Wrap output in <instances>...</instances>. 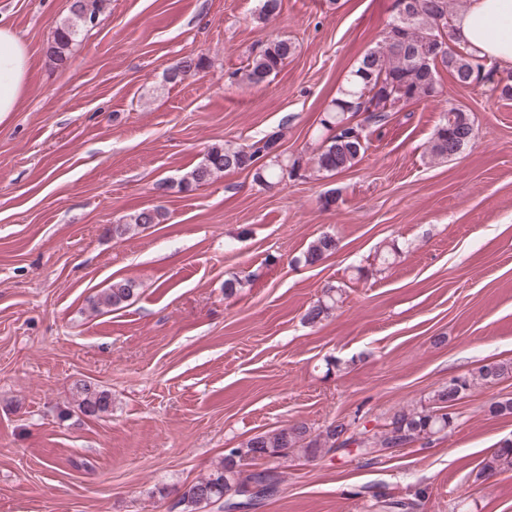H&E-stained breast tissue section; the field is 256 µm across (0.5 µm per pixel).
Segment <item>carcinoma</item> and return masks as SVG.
Listing matches in <instances>:
<instances>
[{
  "instance_id": "1",
  "label": "carcinoma",
  "mask_w": 512,
  "mask_h": 512,
  "mask_svg": "<svg viewBox=\"0 0 512 512\" xmlns=\"http://www.w3.org/2000/svg\"><path fill=\"white\" fill-rule=\"evenodd\" d=\"M101 0H70L69 16L55 23L49 50L60 62L68 59L70 48L79 33L92 27L99 17ZM453 0H411V10L391 18L383 37L360 59L350 72L346 85L331 101L323 127H331L332 134L324 139L311 158L312 170L321 175H335L358 164L368 149L370 129L382 128L391 112L434 98L439 93L441 73L446 72L461 87H469L476 78L512 100V81L502 86L496 76L502 73L487 60L466 50L453 51L441 60L426 56L423 46L434 38L448 35V20L452 16ZM294 43L272 38L247 59L237 72L238 80L248 86L270 82L286 60L295 52ZM205 67L201 56L182 57L167 72V81L178 83ZM475 138L474 123L469 113L453 107L443 113L441 122L429 143L428 154L433 159H451ZM278 136L259 138L244 147L215 145L202 160L177 183L179 190L191 191L208 183L222 172L245 171L254 167L263 157L270 163L256 169V181L271 187L292 177L296 166L285 169L274 155ZM160 208H143L125 216V223L112 225V236L121 239L133 228L143 230L164 220ZM336 239L325 234L313 241L303 254L304 262L313 265L325 255L335 252ZM135 284L120 281L91 300L92 309L120 307L134 295ZM342 293L330 287L323 292L304 314L309 324H317L335 311ZM512 375V363L492 362L482 365L471 377L451 380L434 391L429 406L402 409L396 412L383 430L373 434L367 428L349 429L343 423H332L316 433L304 423H294L270 432L259 433L237 448L227 449L222 464L206 476L182 486L177 491L174 507L180 512H199L210 504L231 506L241 499L240 490L252 482L268 481L281 484L283 472L276 466L293 453L309 459L335 451L343 446L340 436L354 432L362 455L382 453L388 448H406L426 441L448 429L454 423V414L448 408L457 404L475 380L489 382ZM80 396L78 408L91 417H100L112 411V395L85 382L75 385ZM512 469V439H504L490 457L482 462L481 472Z\"/></svg>"
}]
</instances>
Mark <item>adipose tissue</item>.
Returning a JSON list of instances; mask_svg holds the SVG:
<instances>
[{"label": "adipose tissue", "instance_id": "ef3b65f1", "mask_svg": "<svg viewBox=\"0 0 512 512\" xmlns=\"http://www.w3.org/2000/svg\"><path fill=\"white\" fill-rule=\"evenodd\" d=\"M455 44L500 69L512 68V0H467L453 15ZM29 55L20 35L0 27V117L16 111L26 89Z\"/></svg>", "mask_w": 512, "mask_h": 512}]
</instances>
